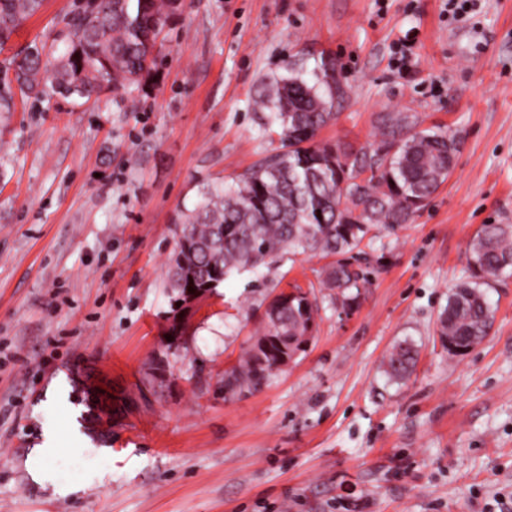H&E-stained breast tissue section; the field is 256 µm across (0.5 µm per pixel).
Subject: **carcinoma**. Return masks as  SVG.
Listing matches in <instances>:
<instances>
[{"instance_id":"obj_1","label":"carcinoma","mask_w":512,"mask_h":512,"mask_svg":"<svg viewBox=\"0 0 512 512\" xmlns=\"http://www.w3.org/2000/svg\"><path fill=\"white\" fill-rule=\"evenodd\" d=\"M43 0H0V50ZM85 3L69 26L67 48L52 58L30 45L0 67V112H9L15 93L35 99L87 100L119 91L148 71L157 37L174 14L175 0H102L94 24L85 23ZM309 82L291 73L269 84L261 96L270 123L281 128L276 151L239 174L228 189L207 187L179 217L176 249L165 288L171 313L190 287L208 295L234 274L271 265L286 251L330 259L318 273L321 288L336 291L353 309L371 284L370 253L379 233L394 234L412 223L455 167L459 140L444 131L417 129L410 112H380L378 140L343 148L317 140L336 119V96L324 65ZM469 275L448 296L438 317L448 353L462 356L489 336L494 307L487 290L512 276V224H484L467 249ZM286 305L270 300L256 331L284 336L288 349L303 352L317 327L310 292L297 284ZM419 352L404 340L385 361L386 375L408 377ZM271 355L251 348L242 363L224 371V397L251 393L273 375Z\"/></svg>"}]
</instances>
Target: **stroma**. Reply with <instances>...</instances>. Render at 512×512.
Wrapping results in <instances>:
<instances>
[{"instance_id":"1","label":"stroma","mask_w":512,"mask_h":512,"mask_svg":"<svg viewBox=\"0 0 512 512\" xmlns=\"http://www.w3.org/2000/svg\"><path fill=\"white\" fill-rule=\"evenodd\" d=\"M76 2L44 0L0 62L62 51ZM476 4L456 21L444 0H181L128 89L0 112V512H512V278L470 353L438 334L471 238L512 224V0ZM410 29L402 77L388 47ZM325 54L344 95L321 140L367 146L377 113L414 112L458 135L455 168L381 238L360 306L316 289L308 348L228 399L268 301L324 261L233 275L171 348L174 218L278 147L263 85ZM403 340L419 359L394 382ZM98 377L133 399L108 427ZM418 356L419 352L413 344L406 340L398 343L384 363L386 375L395 381L405 379L415 368Z\"/></svg>"}]
</instances>
